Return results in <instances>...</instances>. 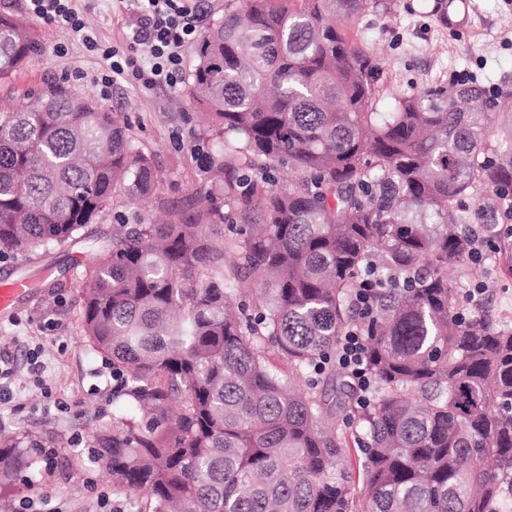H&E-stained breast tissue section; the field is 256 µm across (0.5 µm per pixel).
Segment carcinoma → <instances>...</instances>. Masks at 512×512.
<instances>
[{"label":"carcinoma","instance_id":"obj_1","mask_svg":"<svg viewBox=\"0 0 512 512\" xmlns=\"http://www.w3.org/2000/svg\"><path fill=\"white\" fill-rule=\"evenodd\" d=\"M388 0H224L190 94L213 191L118 225L81 288L84 336L140 413L97 437L140 512H500L512 491V324L454 296L465 198L512 202V125L485 88L375 108L380 67L347 23ZM0 13V84L35 53ZM0 111V257L64 244L157 179L90 95L49 83ZM293 173L288 188L277 173ZM363 338L368 394L336 371ZM358 448L352 470L346 451ZM33 464L0 438V495ZM361 485L360 495L352 485Z\"/></svg>","mask_w":512,"mask_h":512}]
</instances>
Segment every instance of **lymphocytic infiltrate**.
<instances>
[{
	"label": "lymphocytic infiltrate",
	"mask_w": 512,
	"mask_h": 512,
	"mask_svg": "<svg viewBox=\"0 0 512 512\" xmlns=\"http://www.w3.org/2000/svg\"><path fill=\"white\" fill-rule=\"evenodd\" d=\"M33 22L68 31L104 64L102 86L128 78L143 88L177 86L186 50L202 33L201 0H117L123 45L100 46L73 0H23Z\"/></svg>",
	"instance_id": "lymphocytic-infiltrate-1"
}]
</instances>
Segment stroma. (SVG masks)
Returning a JSON list of instances; mask_svg holds the SVG:
<instances>
[{
	"label": "stroma",
	"mask_w": 512,
	"mask_h": 512,
	"mask_svg": "<svg viewBox=\"0 0 512 512\" xmlns=\"http://www.w3.org/2000/svg\"><path fill=\"white\" fill-rule=\"evenodd\" d=\"M75 6L102 43L120 40L112 0H75ZM350 29L360 50L381 67L378 111H388L412 88L447 86L455 78L479 80L491 96L512 91V0H391L387 14H364ZM34 30L39 49L0 86V99L59 79L94 92L98 57L64 30L45 24ZM57 44L66 47L65 55L52 54ZM197 59V48H190L177 87L145 90L121 79L99 100L104 109L124 115L136 147L159 174L137 209L151 221L190 208L211 188L194 154L211 143L187 81ZM135 209L124 191H116L111 206L68 243L0 259V280L32 284L12 315H0V367L14 370L0 383V434L42 449L13 490L0 496V512L141 508V494L113 486L103 461L91 454L96 435L111 430L114 418L134 414L113 393L111 365L82 333L80 299L94 245L110 239L118 216Z\"/></svg>",
	"instance_id": "1"
}]
</instances>
